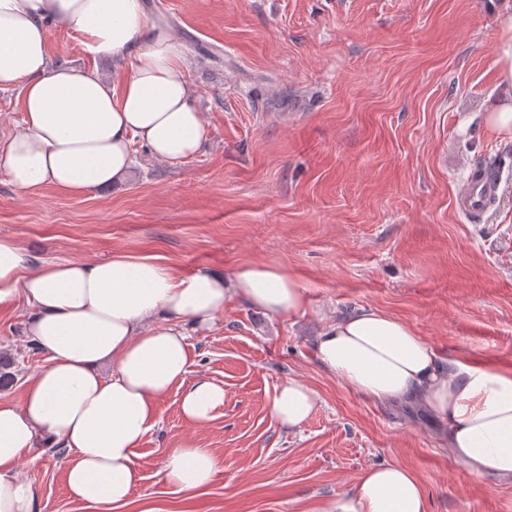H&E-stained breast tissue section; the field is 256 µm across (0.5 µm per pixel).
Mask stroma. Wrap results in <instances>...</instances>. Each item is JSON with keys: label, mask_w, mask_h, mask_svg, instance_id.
Listing matches in <instances>:
<instances>
[{"label": "stroma", "mask_w": 512, "mask_h": 512, "mask_svg": "<svg viewBox=\"0 0 512 512\" xmlns=\"http://www.w3.org/2000/svg\"><path fill=\"white\" fill-rule=\"evenodd\" d=\"M145 3L183 46L199 152L171 165L133 143L129 176L91 193L25 194L0 173V237L43 259L158 255L184 274L274 260L306 281L309 310L276 320L231 300L188 338L191 376L224 388L219 415L196 425L179 390L161 398L124 506L72 500L67 454L34 449L18 473L38 512H318L385 463L414 472L429 512H512V483L458 464L421 407L369 400L315 356L326 323L371 308L440 355L512 366V136L486 121L512 105L497 77L498 19L512 0ZM47 52L55 65L112 69L60 24L48 27ZM493 159L498 202L467 221L457 198L472 167ZM29 314L20 300L0 308V356L15 374L0 400L20 402L44 364ZM291 377L317 394L297 430L270 416ZM187 446L222 461L204 490L163 477L169 451Z\"/></svg>", "instance_id": "stroma-1"}]
</instances>
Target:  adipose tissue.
<instances>
[{"instance_id":"1","label":"adipose tissue","mask_w":512,"mask_h":512,"mask_svg":"<svg viewBox=\"0 0 512 512\" xmlns=\"http://www.w3.org/2000/svg\"><path fill=\"white\" fill-rule=\"evenodd\" d=\"M52 23L77 33L89 56L126 61L128 73L115 80L52 65ZM186 73L176 34L143 0H0V91H18L23 112L20 127L0 138V172L26 194L47 186L88 193L130 173L136 141L160 161H186L204 132ZM20 296L33 309L27 334L46 363L22 404L0 401V512H36L37 493L17 464L41 437L70 453L72 499L127 504L141 480L135 450L158 423V401L180 389L181 413L196 425L224 407L222 386L188 376L183 323L211 327L234 299L279 320L308 308L307 285L284 264L184 276L155 255L51 261L0 238V305ZM316 355L370 400L420 403L472 474L512 480L511 368L442 358L410 325L376 309L326 325ZM316 403L313 389L291 378L277 388L270 415L296 429ZM219 470L210 449L175 448L163 476L195 491ZM323 512H427V501L417 476L391 463L367 469Z\"/></svg>"}]
</instances>
